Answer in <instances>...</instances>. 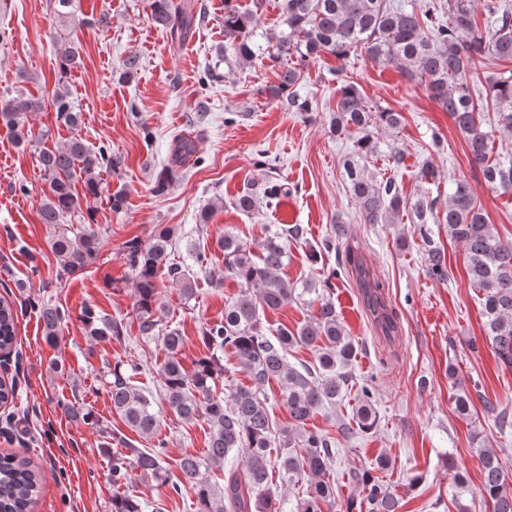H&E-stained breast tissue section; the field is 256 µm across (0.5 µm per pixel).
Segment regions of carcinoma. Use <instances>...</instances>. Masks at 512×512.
Wrapping results in <instances>:
<instances>
[{
    "label": "carcinoma",
    "instance_id": "obj_1",
    "mask_svg": "<svg viewBox=\"0 0 512 512\" xmlns=\"http://www.w3.org/2000/svg\"><path fill=\"white\" fill-rule=\"evenodd\" d=\"M284 28L274 45L262 50L254 42L255 18L232 6L224 8L225 49L240 62H250L263 54L283 61L277 84L268 92L274 99L286 98L297 112L312 111V104L300 97L296 85L301 78L298 66L285 59L302 62L320 60L325 55L346 61L356 54L371 63L400 70L403 76L425 87L430 98L448 113L469 150L470 164L479 168L493 189L512 193V161L492 156V133L485 130V109H493L497 127L512 132V71L488 81L485 99L473 95L471 86L479 82L474 72L478 59L488 55L512 61V12L500 0H483L487 17L485 28L474 18L473 0H431L423 8L407 6L401 0H280ZM152 20L169 29L172 39L182 40L193 26V17L184 14L173 0H151ZM60 68L70 69L80 59L79 47L72 41L61 43ZM338 99L333 131L354 138V148L342 163L351 197L365 224H397L404 217L417 225L425 245L426 273L445 281L448 266L445 249L432 238L431 224L448 225V236L463 244L467 255V275L473 287L483 292L485 334L499 359L512 367V240L499 237L482 207L464 180L454 182L448 201L437 209L438 200L427 192L410 198L402 196L393 177L378 178L371 169L378 153L375 130L397 129L402 113L384 108L375 110L351 83L336 74ZM52 105L57 120L68 127L80 122L65 88L55 91ZM47 107L43 97L17 94L0 100V127L22 144L33 138L26 124L27 113ZM40 162L48 182L40 218L59 230L50 241V249L63 273L72 276L94 264L102 242L90 224L69 225L64 219L80 208L75 183L84 184L85 195L101 194L102 173L118 166L112 150L104 145L90 150L82 140L73 138L60 149H45ZM300 228L288 234L271 232L259 245L260 254L236 235L226 232L216 241L224 252V277L240 285L237 297L224 304V318L208 323L202 330L207 354L192 368L180 358L184 337L176 328L161 337L164 361L158 368L162 380V400L170 413L193 422L203 420L209 427L205 458L185 454L178 463L186 482L171 483L177 496L193 494L194 512H278L277 495L270 489L273 476L280 488H303L295 512H324L336 499V479L330 476L336 441L333 437L306 428L308 421L325 404L340 398L346 383L339 371L356 355L330 300L331 279L319 284L307 281L296 288L281 276L288 261V239L298 240ZM173 232L163 228L147 243L131 240L125 246V260L134 275L135 312L138 330L144 339H152L159 330L155 319L160 307L158 276H167L181 284L183 296L190 299L195 288L186 270L169 264ZM341 265L355 273L364 299L377 327L385 336L398 333L395 309L384 298L382 280L372 274L358 253L347 245L341 250ZM307 299L317 305L316 315L295 329L281 326L269 336L261 322V313L276 311L290 303ZM43 339L58 343L66 311L53 304L38 306ZM17 312L0 300V348L10 349L17 340ZM87 333L99 341L122 340L128 335L123 320L99 315L91 306L80 315ZM310 346L316 363L297 368L287 358L288 350ZM232 351L237 364L252 383L238 386L230 402L216 394L217 382L224 371V349ZM138 363L117 364L112 370L108 393L112 407L126 426L145 438H152L159 427V415L152 396L133 384L140 373ZM282 388L284 404L291 423L277 425L261 388L270 382ZM374 393L361 388L355 413L359 429L369 431L377 424ZM62 413L72 419L92 421L91 411L66 398L57 399ZM163 443L146 450L126 446L112 458V484L125 487L112 499V512H143L145 504L133 486L134 473L167 483L163 466ZM242 459V468L228 466L230 452ZM482 480L479 493L488 512H512V478L491 450H479ZM224 473V497L216 498L202 467ZM362 488L363 498L347 502L345 512H400L401 499L368 469L350 475ZM42 484L38 467L27 456L0 455V512H32Z\"/></svg>",
    "mask_w": 512,
    "mask_h": 512
}]
</instances>
